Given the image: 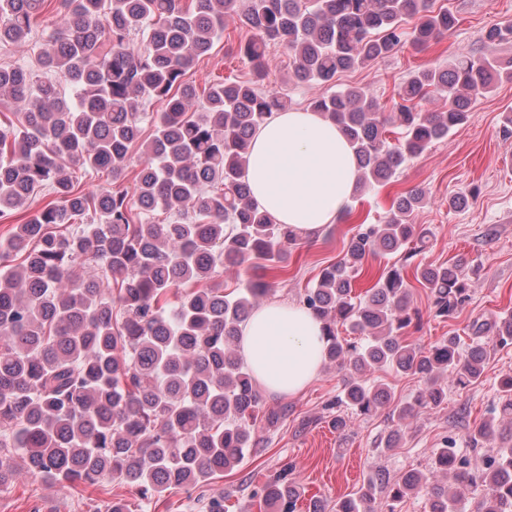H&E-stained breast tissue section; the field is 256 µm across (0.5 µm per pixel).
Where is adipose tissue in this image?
Instances as JSON below:
<instances>
[{"label":"adipose tissue","instance_id":"obj_1","mask_svg":"<svg viewBox=\"0 0 512 512\" xmlns=\"http://www.w3.org/2000/svg\"><path fill=\"white\" fill-rule=\"evenodd\" d=\"M255 200L303 239L343 217L357 180L353 152L320 113H274L254 135L246 170ZM323 324L297 304L255 308L242 325L240 350L268 392L300 393L323 366Z\"/></svg>","mask_w":512,"mask_h":512}]
</instances>
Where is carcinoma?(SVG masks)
<instances>
[{
	"label": "carcinoma",
	"mask_w": 512,
	"mask_h": 512,
	"mask_svg": "<svg viewBox=\"0 0 512 512\" xmlns=\"http://www.w3.org/2000/svg\"><path fill=\"white\" fill-rule=\"evenodd\" d=\"M61 22L39 54L42 78L24 66H0V100L21 107L0 124V217L46 190L54 196L0 242V486L14 463L58 483L92 486L104 475L160 499L195 488L237 467L257 446V419L277 426L288 408L264 410L239 351L241 326L274 285L249 282L231 291L219 270L246 262L275 272L297 235L254 200L245 178L249 143L272 114L288 107L254 81L219 79L203 91L185 79L224 37L226 22L251 31L229 53L247 58L260 76L266 49L288 48L293 77L329 85L336 74L365 67L403 47L402 29L417 20L412 46L426 49L458 23L434 0H57ZM48 0H0V46L23 44L42 26ZM512 24L494 26L480 54L462 52L446 68L413 73L401 86L397 112L378 111L365 87L347 86L310 101L348 141L356 188L390 182L410 159L472 117L470 105L503 78L512 60ZM432 93L445 112H419ZM153 101L157 112L142 111ZM155 126L142 139L143 124ZM403 136H387V125ZM142 162L133 190L123 186L131 148ZM112 174L93 194L75 188L71 168ZM426 200L415 187L397 194L382 224L359 223L343 255L323 268L300 303L324 324L325 361L341 373L329 405L340 436L345 410L369 415L391 392L373 374H410L422 388L393 408L385 447L393 448L421 410H434L447 383L484 374V334L512 345V312L429 346L407 339L420 313L411 307L402 269L433 297L434 316L453 317L469 300L460 265L413 264L427 232L413 222ZM167 216L158 223L155 216ZM402 255L360 294L365 260ZM92 275L83 278L77 270ZM177 292L173 304L167 297ZM359 336L351 341L339 328ZM498 403L466 440L489 444L476 464L455 439L432 451L434 473L411 470L393 480L369 470L360 490L331 512H388L423 494L430 512H465L461 490L482 487L474 512H512V373L498 381ZM271 512H296L301 491L281 470L255 491Z\"/></svg>",
	"instance_id": "carcinoma-1"
}]
</instances>
